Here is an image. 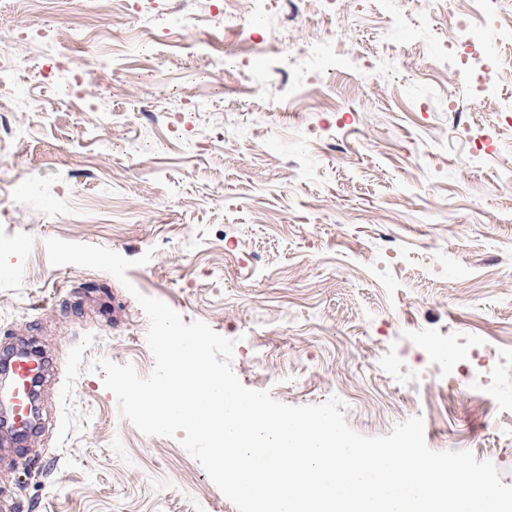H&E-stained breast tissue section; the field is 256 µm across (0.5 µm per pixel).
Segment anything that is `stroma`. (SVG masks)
Listing matches in <instances>:
<instances>
[{
	"mask_svg": "<svg viewBox=\"0 0 512 512\" xmlns=\"http://www.w3.org/2000/svg\"><path fill=\"white\" fill-rule=\"evenodd\" d=\"M0 0L13 141L0 161V352L51 360L41 428L0 450V512H236L178 442L123 418L97 359L149 375L135 293L235 340L247 388L331 397L383 436L421 416L434 451L512 485V39L469 0ZM468 18L496 71L434 56ZM263 53L236 51L241 27ZM436 96L443 108L412 112ZM232 111H225V101ZM57 238L151 260L129 285L52 266ZM494 396L472 399L477 375Z\"/></svg>",
	"mask_w": 512,
	"mask_h": 512,
	"instance_id": "obj_1",
	"label": "stroma"
}]
</instances>
